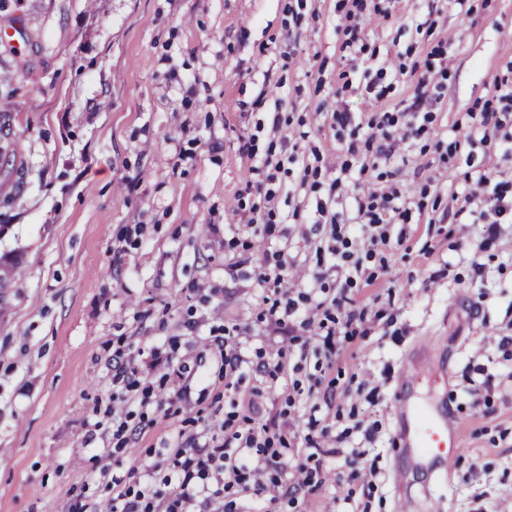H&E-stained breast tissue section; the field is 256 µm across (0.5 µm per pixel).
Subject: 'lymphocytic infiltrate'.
Segmentation results:
<instances>
[{
  "mask_svg": "<svg viewBox=\"0 0 512 512\" xmlns=\"http://www.w3.org/2000/svg\"><path fill=\"white\" fill-rule=\"evenodd\" d=\"M395 193L370 191L355 194L357 211L364 227L376 230L391 220ZM224 436L209 448L199 449L195 435L179 432L172 467L165 478L172 485L173 495L166 512H182L184 503L205 494L219 502L222 512H231V504L223 500L228 488L239 486L265 495L270 487L260 478V459L269 455L270 437L253 428L237 425L235 415H228L223 424Z\"/></svg>",
  "mask_w": 512,
  "mask_h": 512,
  "instance_id": "obj_1",
  "label": "lymphocytic infiltrate"
}]
</instances>
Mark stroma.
Wrapping results in <instances>:
<instances>
[{
    "instance_id": "stroma-1",
    "label": "stroma",
    "mask_w": 512,
    "mask_h": 512,
    "mask_svg": "<svg viewBox=\"0 0 512 512\" xmlns=\"http://www.w3.org/2000/svg\"><path fill=\"white\" fill-rule=\"evenodd\" d=\"M13 0L0 12V86L13 169L0 256V512H103L113 479L152 467L185 421L211 444L229 412L279 439L267 476L289 485L306 441L310 492L270 512H512V219L486 238L479 178L512 180V0ZM436 71L427 119L414 83ZM498 123L487 129L482 109ZM352 112L336 124L335 110ZM400 141L363 151L373 113ZM424 125L405 134L406 125ZM399 190L408 220L368 245L354 185ZM273 214V235L257 217ZM337 216V224L325 215ZM363 273L320 245L335 231ZM290 266L277 294L259 274ZM334 299L362 319L334 346L318 322L278 324ZM248 363L224 373L219 338ZM137 368L125 423L115 360ZM427 364L415 389L404 377ZM446 406L451 474L398 447L396 394ZM126 428V443L114 434Z\"/></svg>"
}]
</instances>
